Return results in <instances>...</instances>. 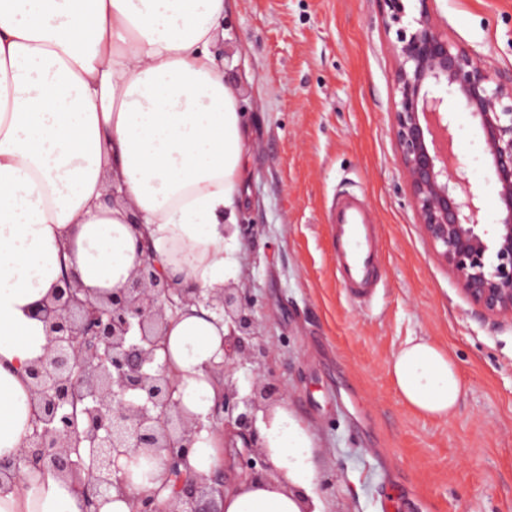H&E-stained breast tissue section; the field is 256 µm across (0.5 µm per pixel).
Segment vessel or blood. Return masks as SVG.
<instances>
[{"mask_svg": "<svg viewBox=\"0 0 512 512\" xmlns=\"http://www.w3.org/2000/svg\"><path fill=\"white\" fill-rule=\"evenodd\" d=\"M328 227L339 283L351 299L368 302L383 275L380 235L365 195L337 194Z\"/></svg>", "mask_w": 512, "mask_h": 512, "instance_id": "vessel-or-blood-1", "label": "vessel or blood"}]
</instances>
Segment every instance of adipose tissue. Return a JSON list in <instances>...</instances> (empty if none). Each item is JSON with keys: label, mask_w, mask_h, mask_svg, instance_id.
<instances>
[{"label": "adipose tissue", "mask_w": 512, "mask_h": 512, "mask_svg": "<svg viewBox=\"0 0 512 512\" xmlns=\"http://www.w3.org/2000/svg\"><path fill=\"white\" fill-rule=\"evenodd\" d=\"M230 0H0V461L32 430L26 369L48 344L33 314L64 274L88 294L124 288L145 239L179 287L236 280L250 129L213 52ZM223 318L190 306L171 318L181 404L207 417L222 398ZM389 375L402 401L453 416L462 381L450 353L414 337ZM278 478L242 479L223 512H303L319 475L309 428L287 406L258 421ZM196 473L224 465V432L205 429ZM74 485L24 466L0 484V512H82Z\"/></svg>", "instance_id": "ef3b65f1"}]
</instances>
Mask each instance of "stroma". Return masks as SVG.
<instances>
[{
    "instance_id": "obj_1",
    "label": "stroma",
    "mask_w": 512,
    "mask_h": 512,
    "mask_svg": "<svg viewBox=\"0 0 512 512\" xmlns=\"http://www.w3.org/2000/svg\"><path fill=\"white\" fill-rule=\"evenodd\" d=\"M449 39L512 71V0H435ZM377 0H232L214 50L251 121L242 276L284 400L315 437L325 512H512V327L479 320L422 233L392 126V45ZM452 150L498 203L475 120L450 104ZM363 192L384 283L352 301L325 216ZM446 347L462 377L448 420L407 408L388 363L407 338Z\"/></svg>"
}]
</instances>
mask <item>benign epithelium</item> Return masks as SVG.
Wrapping results in <instances>:
<instances>
[{"label":"benign epithelium","instance_id":"1","mask_svg":"<svg viewBox=\"0 0 512 512\" xmlns=\"http://www.w3.org/2000/svg\"><path fill=\"white\" fill-rule=\"evenodd\" d=\"M383 17L399 25L393 43V128L402 171L426 239L451 270L475 314L512 325V80L504 81L469 48L452 42L430 3L380 0ZM460 98L477 119L501 218L479 222V192L464 178V164L439 147L453 141L448 103ZM142 262L121 290L101 299L84 295L75 278H62L34 309L47 332L46 353L27 369L39 411L22 460L50 467L70 480L85 505L127 498L132 512L205 511L199 500L209 483L187 458L204 420L181 407L178 384L158 353L167 351L168 315L203 304L224 318V396L211 421L242 439L241 475L268 477L274 469L261 444L258 413L282 397L272 381L270 350L258 332L254 304L229 283L204 297L180 288L140 242ZM250 363L255 377L242 388L233 369ZM160 461L171 489L135 492L133 471Z\"/></svg>","mask_w":512,"mask_h":512}]
</instances>
